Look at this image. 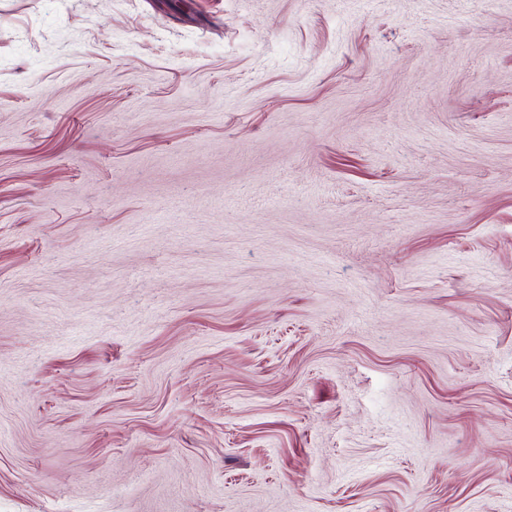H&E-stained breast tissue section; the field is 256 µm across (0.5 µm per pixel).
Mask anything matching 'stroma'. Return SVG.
Masks as SVG:
<instances>
[{"instance_id":"stroma-1","label":"stroma","mask_w":512,"mask_h":512,"mask_svg":"<svg viewBox=\"0 0 512 512\" xmlns=\"http://www.w3.org/2000/svg\"><path fill=\"white\" fill-rule=\"evenodd\" d=\"M0 512H512V0H0Z\"/></svg>"}]
</instances>
